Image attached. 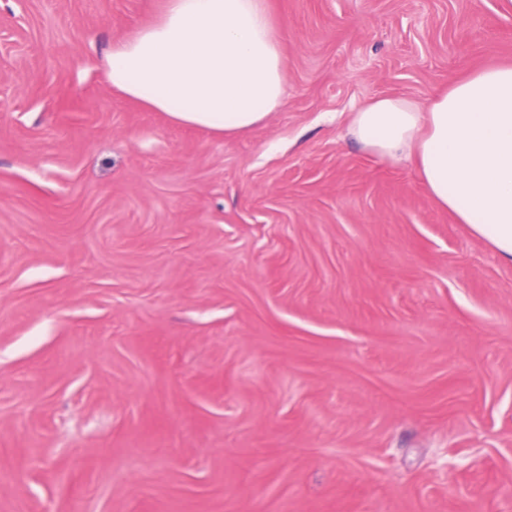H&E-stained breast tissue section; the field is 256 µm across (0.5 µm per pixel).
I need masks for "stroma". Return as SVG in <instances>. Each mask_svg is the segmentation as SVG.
Here are the masks:
<instances>
[{"label":"stroma","instance_id":"1","mask_svg":"<svg viewBox=\"0 0 512 512\" xmlns=\"http://www.w3.org/2000/svg\"><path fill=\"white\" fill-rule=\"evenodd\" d=\"M286 105L116 95L163 0H0V512H512V265L350 133L512 0H268Z\"/></svg>","mask_w":512,"mask_h":512}]
</instances>
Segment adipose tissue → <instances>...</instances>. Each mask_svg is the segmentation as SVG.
<instances>
[{
	"label": "adipose tissue",
	"instance_id": "ef3b65f1",
	"mask_svg": "<svg viewBox=\"0 0 512 512\" xmlns=\"http://www.w3.org/2000/svg\"><path fill=\"white\" fill-rule=\"evenodd\" d=\"M120 96L180 125L244 131L285 104L286 66L268 0H164L114 44ZM351 134L383 158L413 162L431 198L512 264V65L482 68L426 104L378 97Z\"/></svg>",
	"mask_w": 512,
	"mask_h": 512
}]
</instances>
